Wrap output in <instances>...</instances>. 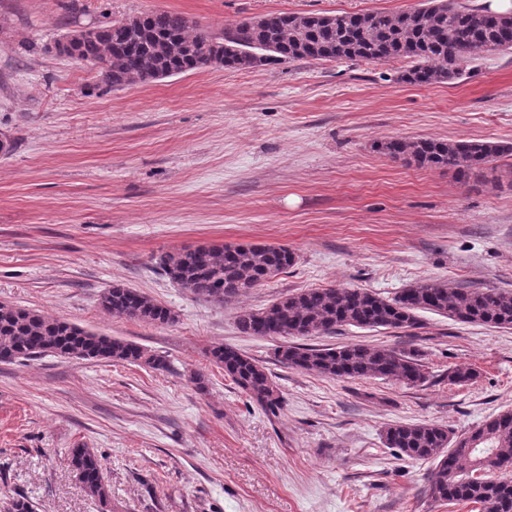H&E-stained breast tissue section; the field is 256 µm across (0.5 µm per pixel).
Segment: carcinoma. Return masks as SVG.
<instances>
[{
    "mask_svg": "<svg viewBox=\"0 0 512 512\" xmlns=\"http://www.w3.org/2000/svg\"><path fill=\"white\" fill-rule=\"evenodd\" d=\"M260 25L242 20L219 33L172 11L139 16L71 31L54 44L79 61L98 67L108 90L201 69L212 59L225 69L243 70L304 59L389 61L411 59L400 80L434 84L463 75L464 64L481 51L512 50V13L466 7L457 0H426L401 13L380 11L336 15L275 12ZM391 158L420 166L448 167L465 176L504 155L512 144L435 138H392L378 144ZM295 263L282 245L199 246L161 255L157 265L170 282L198 298L222 303L256 288ZM101 311L151 324H168L175 314L145 293L115 283L99 296ZM430 310L451 320L512 328V290L457 288L446 282L418 283L386 299L358 288H313L273 304L242 310L237 329L247 336L310 337L355 326L369 330L415 328L416 312ZM43 355L89 361L143 363L169 369L165 356L129 341L83 329L35 310L0 303V357L12 362ZM213 361L264 409L282 407L267 368L238 349L219 345ZM280 363L329 378H382L415 386L425 380L414 352L352 343L338 347L289 345L278 349ZM384 445L412 460L435 463L430 492L438 502L478 504L483 512H512V481L485 478V455L512 467V412L499 414L460 436L422 422L395 423L383 432ZM74 471L87 494L108 507L104 467L98 455L78 446L70 450Z\"/></svg>",
    "mask_w": 512,
    "mask_h": 512,
    "instance_id": "obj_1",
    "label": "carcinoma"
}]
</instances>
